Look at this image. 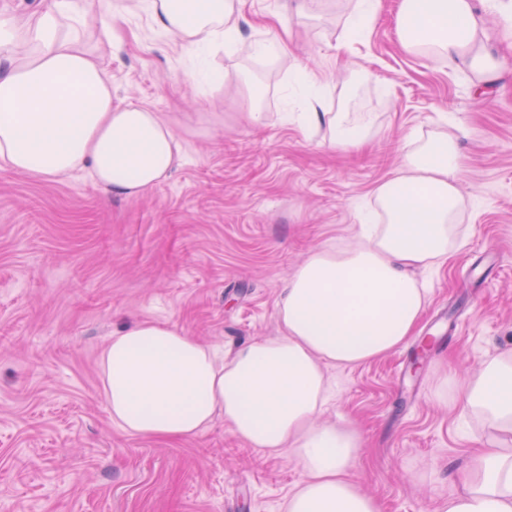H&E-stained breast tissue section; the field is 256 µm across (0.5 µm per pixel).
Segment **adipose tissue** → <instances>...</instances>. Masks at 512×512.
<instances>
[{"label":"adipose tissue","instance_id":"ef3b65f1","mask_svg":"<svg viewBox=\"0 0 512 512\" xmlns=\"http://www.w3.org/2000/svg\"><path fill=\"white\" fill-rule=\"evenodd\" d=\"M193 53L232 44L242 0H130ZM512 43V0H399L397 38L411 53L490 79L483 16ZM77 0L0 17V168L36 178L83 173L115 196L136 197L164 181L182 152L173 121L112 100L101 55L81 37ZM304 130L327 126L330 144L370 136L367 112H326L311 76L301 78ZM462 157L455 132L411 139L402 166L374 191L371 232L349 247L313 250L277 299L282 333L247 342L230 359L167 321L144 319L113 332L99 364L113 423L143 438L197 436L215 420L243 444L285 455L301 475L287 512H382L349 478L362 439L322 415L325 370L354 367L398 349L427 305L417 273L463 245L458 221ZM437 403L481 415L501 433L497 447L457 472L460 494L439 512H512V351L460 379L451 371Z\"/></svg>","mask_w":512,"mask_h":512}]
</instances>
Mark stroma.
I'll use <instances>...</instances> for the list:
<instances>
[{"label": "stroma", "instance_id": "35a3bbf8", "mask_svg": "<svg viewBox=\"0 0 512 512\" xmlns=\"http://www.w3.org/2000/svg\"><path fill=\"white\" fill-rule=\"evenodd\" d=\"M289 0H243L237 40L193 55L143 12L79 0L120 40L105 56L114 103L176 121L183 156L137 198L88 180L0 169V512H285L300 473L245 447L215 421L184 441L125 433L100 395L99 355L112 332L169 321L232 355L279 335L284 280L314 248L360 234L374 189L405 143L453 123L465 170L464 248L423 274L430 293L414 335L383 359L330 368L326 418L363 438L352 478L383 512H436L458 490L471 448L497 440L483 423L434 402L449 368L478 371L512 350V52L495 78L405 51L398 0H382L365 37L342 44L355 0H325L294 21V53L260 60L257 20ZM306 72L334 112L372 113L362 148L307 137L289 89ZM260 84L262 118L244 116Z\"/></svg>", "mask_w": 512, "mask_h": 512}]
</instances>
